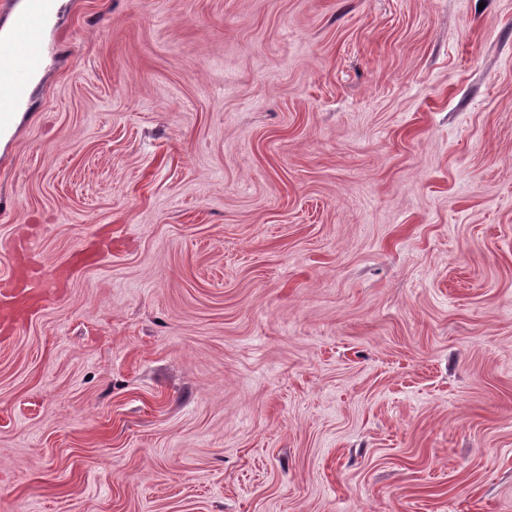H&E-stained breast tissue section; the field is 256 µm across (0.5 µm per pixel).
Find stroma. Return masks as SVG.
<instances>
[{"mask_svg":"<svg viewBox=\"0 0 512 512\" xmlns=\"http://www.w3.org/2000/svg\"><path fill=\"white\" fill-rule=\"evenodd\" d=\"M0 142V512H512V0H62Z\"/></svg>","mask_w":512,"mask_h":512,"instance_id":"1","label":"stroma"}]
</instances>
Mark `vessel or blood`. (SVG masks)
<instances>
[{
  "mask_svg": "<svg viewBox=\"0 0 512 512\" xmlns=\"http://www.w3.org/2000/svg\"><path fill=\"white\" fill-rule=\"evenodd\" d=\"M44 0H22L12 50L0 55V108L11 112L27 99L30 84L42 64L41 37Z\"/></svg>",
  "mask_w": 512,
  "mask_h": 512,
  "instance_id": "obj_1",
  "label": "vessel or blood"
}]
</instances>
